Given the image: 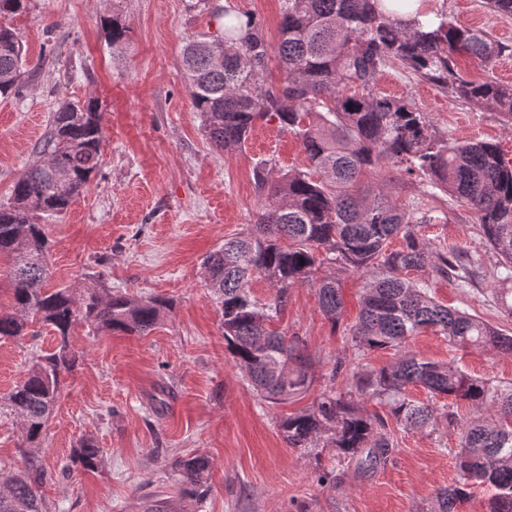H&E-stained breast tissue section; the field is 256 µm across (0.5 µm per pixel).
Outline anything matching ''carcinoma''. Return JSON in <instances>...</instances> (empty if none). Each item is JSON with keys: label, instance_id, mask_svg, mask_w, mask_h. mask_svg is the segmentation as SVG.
Wrapping results in <instances>:
<instances>
[{"label": "carcinoma", "instance_id": "obj_1", "mask_svg": "<svg viewBox=\"0 0 512 512\" xmlns=\"http://www.w3.org/2000/svg\"><path fill=\"white\" fill-rule=\"evenodd\" d=\"M411 0H284L277 47L282 79L265 84L270 55L263 32L241 23L227 6L211 10L223 35L192 40L183 49L186 86L203 118L210 143L240 149L257 120H278L302 145L308 167L274 176L271 161L256 163L259 190L256 221L224 241L202 260L206 286L219 299L224 341L248 384L271 404L282 403L312 385L314 359L299 338L288 340L269 325L288 305V290L314 280L329 265L371 273L358 320L349 328L353 347L367 351L400 348L422 330L433 329L461 348L512 353V336L478 316L442 305L426 281L410 271L452 276L466 286L476 262L455 247L436 250L411 229L414 211L384 194L368 177L391 169L400 177L423 178L428 196L443 194L468 206L483 236L512 279V164L488 141L448 139L405 98L383 95L377 80L397 64L449 94L499 113L512 125V84L471 80L456 65L466 54L490 63L512 47L483 29L462 27L445 12L422 22L401 10ZM106 36L117 49L128 27L117 16L104 19ZM23 50L14 32L0 26V96L20 86ZM104 113L96 97L69 103L54 113L37 158L0 205V256L10 258L11 301L0 309V338H18L38 323L54 333L53 351L34 357L25 379L5 398L19 418L27 442L37 443L61 397V375L77 361L71 344L76 326L95 331L144 335L161 321L170 303L159 296L103 295L97 288H45L48 238L40 219L66 211L87 189L99 167ZM401 236L402 248L389 249ZM261 276L275 293L255 299L249 283ZM320 307L334 325L344 304L336 280L318 284ZM293 364L282 378L277 368ZM410 386L430 397H445L473 409L464 421L435 403L412 400ZM376 400L406 429L436 430L439 423L461 426L462 446L455 456L458 479L437 493L421 512H457L471 490L490 492L487 512H512V386L495 387L449 364L404 353L378 370L352 371L346 391L327 390L311 406L279 421L292 448L356 463L357 473L374 472L393 448L385 420L362 403ZM71 460L94 472L103 450L82 437ZM179 495L202 500L210 491L211 461L194 456L175 461ZM47 472L34 457L0 491V512H50L39 493Z\"/></svg>", "mask_w": 512, "mask_h": 512}]
</instances>
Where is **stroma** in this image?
<instances>
[{
    "label": "stroma",
    "mask_w": 512,
    "mask_h": 512,
    "mask_svg": "<svg viewBox=\"0 0 512 512\" xmlns=\"http://www.w3.org/2000/svg\"><path fill=\"white\" fill-rule=\"evenodd\" d=\"M252 18L277 46L283 0H217ZM458 25L489 31L511 50L486 66L462 56L458 66L477 80L512 82V17L491 14L485 0H429ZM120 17L128 40L112 49L103 21ZM23 45L27 73L18 93L0 97V203L34 160V149L66 102L98 97L105 143L100 167L66 212L43 217L50 242L49 285H94L135 297L167 299L160 324L144 336L77 327V362L39 448L25 443L19 420L0 406V480L19 474L34 453L48 477L41 493L51 512H144L147 502L169 498L179 512H417L458 474L454 453L460 428L407 430L389 422L393 446L374 473L354 476L332 449L314 455L289 447L278 422L299 412L333 377L397 358L392 349L357 355L348 329L359 312L367 276L332 266L341 284L345 316L331 324L319 309L316 284L292 288L275 329L304 341L317 361L315 381L301 396L275 405L248 386L224 342L221 313L207 288L203 257L253 223L259 198L253 166L306 169L299 142L277 121H258L243 150L212 146L194 111L182 75V50L210 38L218 24L195 0H25L0 16ZM377 89L412 99L449 138L497 143L512 161V132L498 113L461 101L399 67L386 68ZM431 246H453L478 259L467 287L428 275L431 296L476 315L512 335V312L497 300L499 261L471 211L453 205L446 221L421 224ZM49 329L0 339V399L27 374L34 355L52 351ZM406 351L452 365L496 384L512 383V355L455 348L425 331L409 337ZM91 435L104 454L96 472L73 466L71 451ZM211 459V491L200 503L179 501L175 460ZM334 485L321 483L329 470Z\"/></svg>",
    "instance_id": "1"
}]
</instances>
